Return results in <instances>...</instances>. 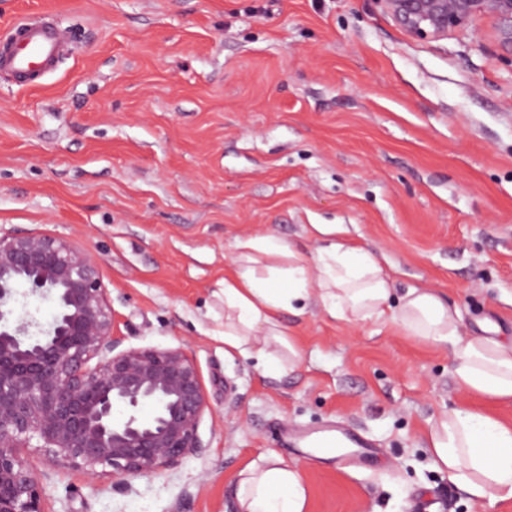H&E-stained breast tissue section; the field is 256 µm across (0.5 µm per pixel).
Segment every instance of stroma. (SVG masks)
Returning <instances> with one entry per match:
<instances>
[{"label": "stroma", "instance_id": "1", "mask_svg": "<svg viewBox=\"0 0 512 512\" xmlns=\"http://www.w3.org/2000/svg\"><path fill=\"white\" fill-rule=\"evenodd\" d=\"M47 13L71 56L35 86L0 79V232L63 236L93 258L127 347H180L213 409L179 465L118 480L42 449L46 512H239L250 462L297 467L306 512H512L433 467L429 432L461 403L512 424V400L460 392L448 345L319 306L283 314L299 357L261 375L224 350L237 238L316 250L343 224L393 296L431 288L465 329L512 338V60L490 19L408 36L375 0H0V39ZM341 424L372 467L292 444Z\"/></svg>", "mask_w": 512, "mask_h": 512}]
</instances>
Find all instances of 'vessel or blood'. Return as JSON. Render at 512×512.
I'll return each mask as SVG.
<instances>
[{"mask_svg":"<svg viewBox=\"0 0 512 512\" xmlns=\"http://www.w3.org/2000/svg\"><path fill=\"white\" fill-rule=\"evenodd\" d=\"M66 54V41L58 28L32 13L19 20L0 43V75L19 86L33 85L45 74L55 72ZM346 442L358 449L357 454L348 457V464L360 467L371 460L372 443L347 428H338L336 436L321 438L319 445L337 448Z\"/></svg>","mask_w":512,"mask_h":512,"instance_id":"1","label":"vessel or blood"}]
</instances>
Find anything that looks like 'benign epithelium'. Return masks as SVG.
<instances>
[{"mask_svg": "<svg viewBox=\"0 0 512 512\" xmlns=\"http://www.w3.org/2000/svg\"><path fill=\"white\" fill-rule=\"evenodd\" d=\"M377 2L415 39H443L488 17L512 58V0ZM19 283L54 300L48 329L10 323ZM145 405L147 418L138 415ZM118 407L127 412L121 420ZM207 413L200 370L183 349L122 347L94 259L64 237L0 234V512H45L22 448H42L83 473L102 466L115 479L150 475L201 447Z\"/></svg>", "mask_w": 512, "mask_h": 512, "instance_id": "7a95c632", "label": "benign epithelium"}]
</instances>
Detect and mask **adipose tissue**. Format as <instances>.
<instances>
[{"label":"adipose tissue","instance_id":"obj_1","mask_svg":"<svg viewBox=\"0 0 512 512\" xmlns=\"http://www.w3.org/2000/svg\"><path fill=\"white\" fill-rule=\"evenodd\" d=\"M340 224H313L320 246L304 255L265 235L237 239L224 274V348L245 351L251 338L289 345L284 313L304 314L318 303L331 317L389 320L416 338L448 344L457 359L459 389L494 401L512 400V341L462 336V317L433 290L409 289L400 302L375 255L339 242ZM432 464L477 498H512V425L463 406L430 432ZM241 512H305L307 489L297 469L276 456L240 473Z\"/></svg>","mask_w":512,"mask_h":512}]
</instances>
